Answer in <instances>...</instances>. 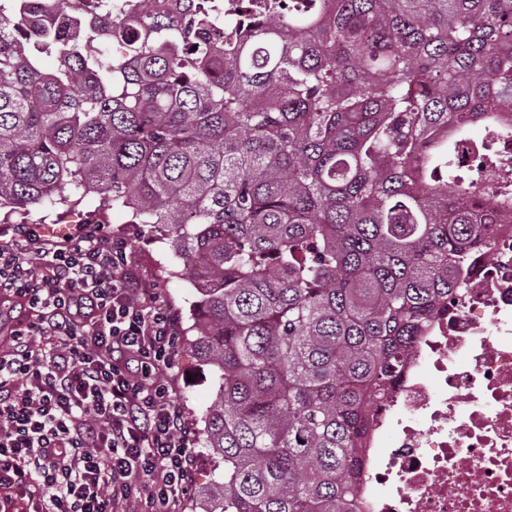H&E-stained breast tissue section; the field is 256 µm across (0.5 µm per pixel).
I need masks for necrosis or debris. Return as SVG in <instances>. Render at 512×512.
<instances>
[{"label":"necrosis or debris","mask_w":512,"mask_h":512,"mask_svg":"<svg viewBox=\"0 0 512 512\" xmlns=\"http://www.w3.org/2000/svg\"><path fill=\"white\" fill-rule=\"evenodd\" d=\"M471 251L468 291L410 353L381 414L362 512H512V215Z\"/></svg>","instance_id":"1"}]
</instances>
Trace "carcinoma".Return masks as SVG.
<instances>
[{"mask_svg": "<svg viewBox=\"0 0 512 512\" xmlns=\"http://www.w3.org/2000/svg\"><path fill=\"white\" fill-rule=\"evenodd\" d=\"M198 0L34 31L0 23V223L89 198L169 228L198 280L190 346L218 389L199 512H357L411 348L465 290L483 150L512 113V0ZM51 56L47 70L42 58ZM454 112L471 114L448 143ZM466 169L448 187V169Z\"/></svg>", "mask_w": 512, "mask_h": 512, "instance_id": "1", "label": "carcinoma"}]
</instances>
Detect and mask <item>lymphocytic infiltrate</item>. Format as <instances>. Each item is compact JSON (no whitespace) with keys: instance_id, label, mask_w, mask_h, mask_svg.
<instances>
[{"instance_id":"f902f5d3","label":"lymphocytic infiltrate","mask_w":512,"mask_h":512,"mask_svg":"<svg viewBox=\"0 0 512 512\" xmlns=\"http://www.w3.org/2000/svg\"><path fill=\"white\" fill-rule=\"evenodd\" d=\"M126 239L0 242V512H176L194 439L164 378L175 321L144 305ZM34 254L32 268L22 259Z\"/></svg>"}]
</instances>
